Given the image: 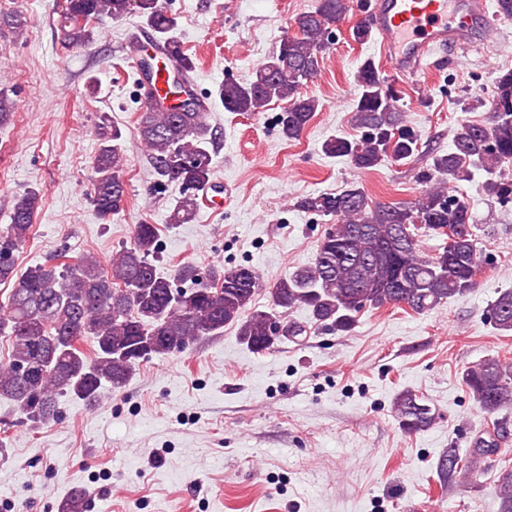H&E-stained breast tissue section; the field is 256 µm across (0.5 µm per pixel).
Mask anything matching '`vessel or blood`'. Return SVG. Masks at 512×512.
Instances as JSON below:
<instances>
[{"instance_id": "vessel-or-blood-1", "label": "vessel or blood", "mask_w": 512, "mask_h": 512, "mask_svg": "<svg viewBox=\"0 0 512 512\" xmlns=\"http://www.w3.org/2000/svg\"><path fill=\"white\" fill-rule=\"evenodd\" d=\"M498 22L487 0H372L369 10L380 61L401 77L425 69L438 49L486 45Z\"/></svg>"}]
</instances>
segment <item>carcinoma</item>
<instances>
[{
    "label": "carcinoma",
    "instance_id": "1",
    "mask_svg": "<svg viewBox=\"0 0 512 512\" xmlns=\"http://www.w3.org/2000/svg\"><path fill=\"white\" fill-rule=\"evenodd\" d=\"M350 10V0H317L313 10L299 14L293 20L295 32L281 39L250 79H226L219 85L224 110L259 115L284 102L278 125L286 139L298 138L320 106L304 88L320 73L332 45L330 25L344 20ZM130 16L153 31L179 74L164 96L140 112L138 130L155 186L179 188L170 223L188 224L203 190L213 183L210 146L217 130L198 112L197 96L180 78L195 62L177 39V18L165 0H64L61 41L80 47L93 39L91 21ZM355 85L354 119L361 135L332 137L325 152L358 170L418 153L420 135L397 106L401 91L396 85L369 59L358 68ZM492 109L484 122L461 123L450 151L431 153L423 178L432 185L412 202H374L354 183L301 199L302 209L335 224L318 243L314 261L271 289L268 310L250 314L247 310L262 290L254 268L220 265L203 275L182 263L165 276L156 265L159 228L147 219L134 225L130 246L105 263L91 254L74 260L61 248L53 263L21 273L15 252L33 229L41 196L30 190L12 197L9 222L0 225V284L13 283L0 302V339L9 345L8 358L0 364V399L9 401L23 419L45 425L55 418L61 397L96 403L105 391L124 387L141 365L220 336L226 326L237 328L249 351L262 354L284 340L272 334L276 318L287 322L293 340L307 332L306 326L288 320L298 308L309 312L312 323L345 332L364 310L404 305L423 314L464 295L476 285L474 272L481 270L482 256L469 199L449 193L448 184L482 170L486 194L512 199V176L503 171L512 162V69L498 74ZM121 139L116 126L98 128L90 198L103 223L122 211L126 198L129 159ZM423 236L441 240L435 253L421 252ZM488 313L496 330L512 332L511 288L499 292ZM86 342L91 344L88 352ZM462 382L488 415L512 406V359L506 356L466 369ZM392 409L406 433L435 422L427 400L413 390L399 392ZM499 453L496 436L481 438L465 454H455L456 462L443 457L441 478L462 488L473 485L483 473L480 464ZM495 494L499 512H512V464L505 459L495 475Z\"/></svg>",
    "mask_w": 512,
    "mask_h": 512
}]
</instances>
